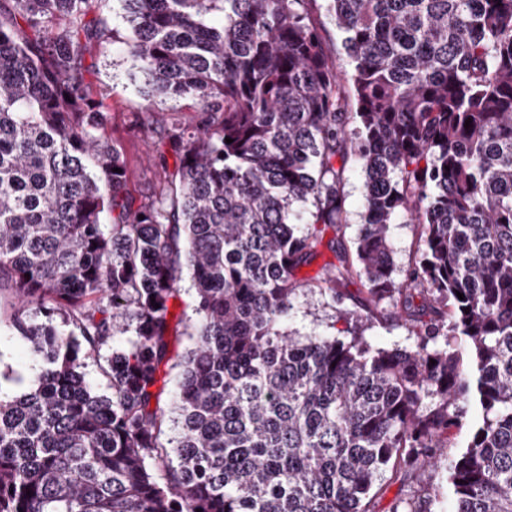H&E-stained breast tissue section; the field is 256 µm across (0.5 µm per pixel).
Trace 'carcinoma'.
Returning a JSON list of instances; mask_svg holds the SVG:
<instances>
[{
  "instance_id": "1",
  "label": "carcinoma",
  "mask_w": 512,
  "mask_h": 512,
  "mask_svg": "<svg viewBox=\"0 0 512 512\" xmlns=\"http://www.w3.org/2000/svg\"><path fill=\"white\" fill-rule=\"evenodd\" d=\"M96 2L0 0V295L32 307L8 329L43 361L0 396V512H375L386 473L449 447L448 512H512V0H325L353 112L311 0H120L144 111L197 106L161 129L175 168L144 199L88 91ZM350 156L354 258L337 241L301 289L346 226ZM399 220L422 242L403 279ZM182 262L197 340L166 448L152 388ZM355 277L349 339L283 330L298 293ZM383 304L414 345L368 342ZM326 2L317 0L309 5L312 22L317 27L326 53L336 61L342 74L350 73L352 69L351 58L344 45V36L331 21L325 8ZM156 112L169 114L175 122L188 128L195 124L196 114L187 101H157ZM347 182L345 186L346 193V216L347 226L345 230V241L348 247H353L361 225L363 224L364 214V186L363 174L353 160L347 164ZM335 236L333 228H325L324 231V246L320 247V254L312 261L310 265L302 266L296 272V280L301 283L312 281L322 272V267L329 262L336 263L334 253H332L325 244L327 241Z\"/></svg>"
}]
</instances>
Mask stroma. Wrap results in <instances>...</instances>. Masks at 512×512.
<instances>
[{
	"label": "stroma",
	"mask_w": 512,
	"mask_h": 512,
	"mask_svg": "<svg viewBox=\"0 0 512 512\" xmlns=\"http://www.w3.org/2000/svg\"><path fill=\"white\" fill-rule=\"evenodd\" d=\"M310 16L317 27L326 53L335 60L341 73L352 69V62L344 45V36L331 21L324 0H314L309 7ZM93 66L90 77V92L93 97H104L109 107L107 135L122 149L128 164V188L132 195L142 197L157 190L156 179L159 161L174 163V155L160 136L152 132L154 118L142 111L140 84L131 76V61L119 49L105 48L91 43L86 55ZM346 243H354L364 214L363 175L355 162L347 164ZM180 297L175 304V314L181 315L178 338L172 341V359L163 367L161 379L156 386L160 394L159 406L164 411L168 423L160 437L161 443H168L177 437L178 429L173 424L172 398L179 378L180 361L193 341L189 336L195 320L193 297L195 289L188 271H181ZM362 286L353 281L342 287L341 302H333L331 297L310 293L299 297L287 322L288 331L298 336L327 334L341 336L346 327L338 320L341 310H356L362 300ZM365 335L376 347L387 349L408 346L409 332L402 321L395 318L392 308L380 309L371 328ZM39 368V361L33 357L25 340L9 332L0 333V373L32 377ZM453 496L452 487L446 482L442 469L430 466L420 471H410L398 479L387 482L384 496L377 502V512H389L391 504L398 499L410 500L415 512H441Z\"/></svg>",
	"instance_id": "stroma-1"
}]
</instances>
